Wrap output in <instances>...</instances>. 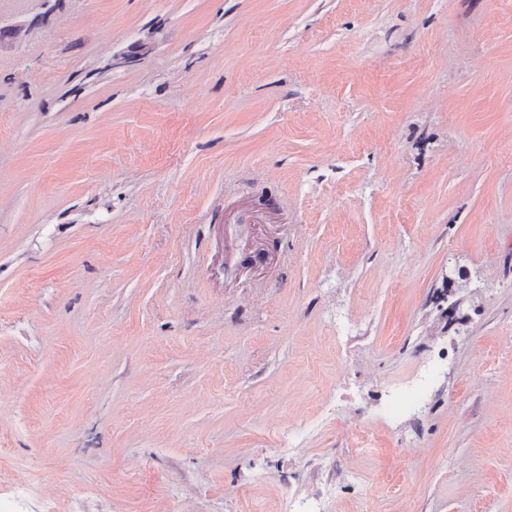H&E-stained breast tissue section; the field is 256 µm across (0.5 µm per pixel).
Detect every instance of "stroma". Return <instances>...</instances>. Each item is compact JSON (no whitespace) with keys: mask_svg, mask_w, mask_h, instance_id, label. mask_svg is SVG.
Here are the masks:
<instances>
[{"mask_svg":"<svg viewBox=\"0 0 512 512\" xmlns=\"http://www.w3.org/2000/svg\"><path fill=\"white\" fill-rule=\"evenodd\" d=\"M319 497L512 512V0H0V512ZM429 378L422 377L417 383L407 390H400L389 395L388 407L394 416H404L412 411L419 402L422 392L429 385Z\"/></svg>","mask_w":512,"mask_h":512,"instance_id":"1","label":"stroma"}]
</instances>
